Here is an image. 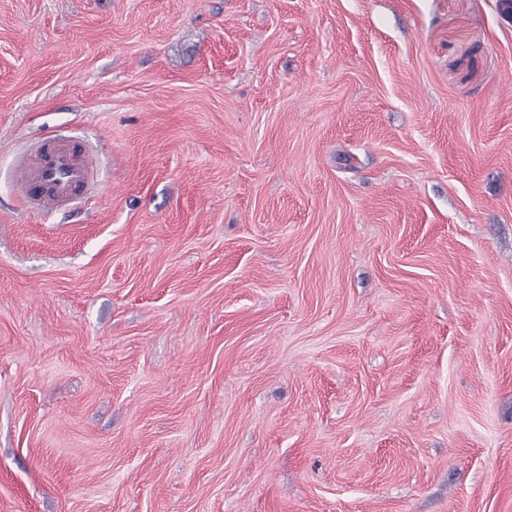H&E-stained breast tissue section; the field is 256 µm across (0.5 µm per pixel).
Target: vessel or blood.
<instances>
[{"label": "vessel or blood", "mask_w": 512, "mask_h": 512, "mask_svg": "<svg viewBox=\"0 0 512 512\" xmlns=\"http://www.w3.org/2000/svg\"><path fill=\"white\" fill-rule=\"evenodd\" d=\"M17 177L23 206L52 214L83 197L94 181V161L78 141L50 138L19 157Z\"/></svg>", "instance_id": "obj_1"}]
</instances>
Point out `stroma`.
<instances>
[{
	"label": "stroma",
	"instance_id": "35a3bbf8",
	"mask_svg": "<svg viewBox=\"0 0 512 512\" xmlns=\"http://www.w3.org/2000/svg\"><path fill=\"white\" fill-rule=\"evenodd\" d=\"M0 512H512V0H0ZM17 177L26 209L52 214L79 201L94 181V161L76 140H45L17 161Z\"/></svg>",
	"mask_w": 512,
	"mask_h": 512
}]
</instances>
